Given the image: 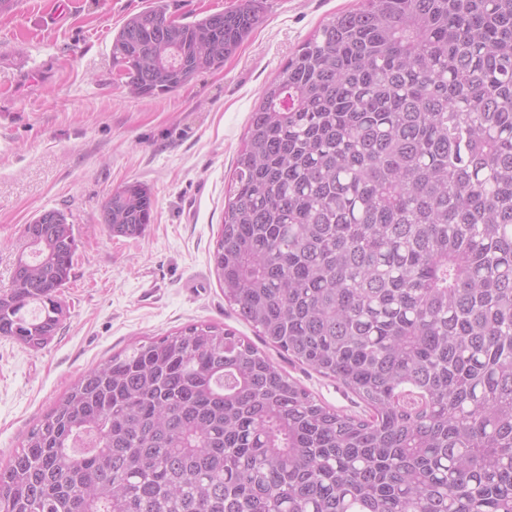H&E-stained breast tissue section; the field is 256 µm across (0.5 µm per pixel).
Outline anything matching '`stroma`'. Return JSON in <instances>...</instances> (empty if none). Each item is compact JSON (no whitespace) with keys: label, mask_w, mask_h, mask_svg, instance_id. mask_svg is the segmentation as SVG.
<instances>
[{"label":"stroma","mask_w":512,"mask_h":512,"mask_svg":"<svg viewBox=\"0 0 512 512\" xmlns=\"http://www.w3.org/2000/svg\"><path fill=\"white\" fill-rule=\"evenodd\" d=\"M151 0H20L0 19V289L43 210L74 224L61 298L68 313L42 349L0 336V466L76 378L135 341L211 322L256 341L209 262L225 193L263 87L330 15L362 0H263L261 20L221 68L177 90L130 98L113 73L112 36ZM147 183L154 221L110 235L101 209ZM322 403L357 413L335 379L262 349Z\"/></svg>","instance_id":"obj_1"}]
</instances>
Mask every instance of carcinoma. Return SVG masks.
<instances>
[{"label": "carcinoma", "instance_id": "1", "mask_svg": "<svg viewBox=\"0 0 512 512\" xmlns=\"http://www.w3.org/2000/svg\"><path fill=\"white\" fill-rule=\"evenodd\" d=\"M261 0L127 18L134 97L218 69ZM27 224L0 336L57 333L77 249ZM142 235L138 181L102 205ZM262 341L366 408L322 404L231 329L192 323L83 373L0 467V512H512V0H363L262 90L210 253Z\"/></svg>", "mask_w": 512, "mask_h": 512}]
</instances>
